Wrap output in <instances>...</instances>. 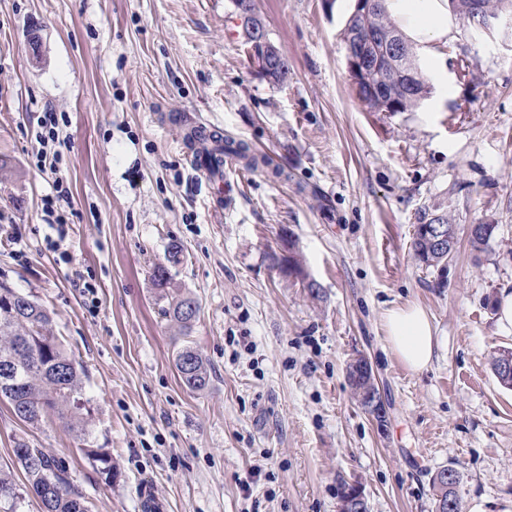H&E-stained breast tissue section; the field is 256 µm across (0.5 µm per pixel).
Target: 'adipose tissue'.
Segmentation results:
<instances>
[{"label": "adipose tissue", "instance_id": "adipose-tissue-1", "mask_svg": "<svg viewBox=\"0 0 512 512\" xmlns=\"http://www.w3.org/2000/svg\"><path fill=\"white\" fill-rule=\"evenodd\" d=\"M388 7L402 21L409 39L425 45L447 38L451 28L448 0H388ZM385 325L392 352L409 369L420 372L430 366L434 336L423 309H391L385 316Z\"/></svg>", "mask_w": 512, "mask_h": 512}]
</instances>
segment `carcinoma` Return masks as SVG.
I'll return each mask as SVG.
<instances>
[{"label": "carcinoma", "mask_w": 512, "mask_h": 512, "mask_svg": "<svg viewBox=\"0 0 512 512\" xmlns=\"http://www.w3.org/2000/svg\"><path fill=\"white\" fill-rule=\"evenodd\" d=\"M386 0H377L375 9L366 16L349 18L344 35L355 28H368L381 40L397 38L410 49V53L392 58L381 65L372 79L388 85L397 95V111L409 112L415 108L427 90V80L415 63L411 53L413 45L391 21L385 6ZM478 3L484 10L502 13L504 6H512V0H448L453 13L465 19ZM413 76L417 89L406 86L404 73ZM220 152L232 154L253 167L257 159L249 154L242 143L227 141ZM429 224H445L452 234L457 225L448 215L436 214L422 217L415 226L412 250L415 259L426 268H439L452 259L453 254L439 257L431 253L423 228ZM497 225L484 224L479 235L468 236L472 249L482 251L495 239ZM197 307L190 297L175 295L169 301L168 314L188 331L193 318L188 309ZM176 367L184 384L192 390H202L209 382V373L202 356L192 347L185 346L177 354ZM82 382L75 358L54 335L52 317L35 299L0 284V401L8 403L15 416L23 423L36 427L51 417L67 421L72 429L86 431V421L80 417ZM14 465L24 474L27 484L40 499L43 512H89L84 495L66 477L62 459L42 448H32L20 438L13 448ZM18 498L16 484L11 473L0 471V501L10 502Z\"/></svg>", "instance_id": "obj_1"}]
</instances>
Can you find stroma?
<instances>
[{"label":"stroma","mask_w":512,"mask_h":512,"mask_svg":"<svg viewBox=\"0 0 512 512\" xmlns=\"http://www.w3.org/2000/svg\"><path fill=\"white\" fill-rule=\"evenodd\" d=\"M288 80L253 64L236 0H0V284L33 296L82 365L84 436L22 424L0 402V468L18 439L63 458L90 512H435L437 471L464 512H512V350L489 307L512 291V24L454 19L418 53L431 90L411 112L358 100L341 33L354 0H251ZM55 112L57 171H39L37 118ZM201 120L266 153L287 179L224 168L216 211L181 141ZM70 192L49 250L43 200ZM458 226L445 270L411 243L423 214ZM471 224L497 225L472 250ZM165 266L199 313L190 332L152 280ZM316 283L319 298L308 294ZM428 315L434 358L408 369L385 314ZM210 379L188 389L184 346ZM366 357L388 411L376 428L346 368ZM107 449L111 474L90 460Z\"/></svg>","instance_id":"35a3bbf8"}]
</instances>
